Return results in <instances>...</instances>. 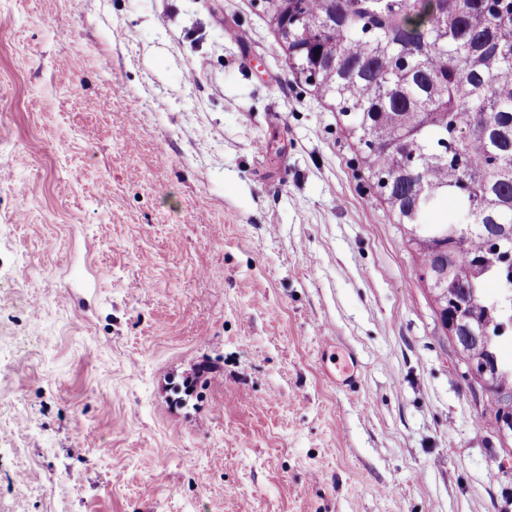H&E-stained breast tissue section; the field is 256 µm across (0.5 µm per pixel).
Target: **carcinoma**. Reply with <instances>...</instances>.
Here are the masks:
<instances>
[{"label":"carcinoma","instance_id":"carcinoma-1","mask_svg":"<svg viewBox=\"0 0 512 512\" xmlns=\"http://www.w3.org/2000/svg\"><path fill=\"white\" fill-rule=\"evenodd\" d=\"M325 27L324 52L335 56L318 75L319 90L359 104L351 132L367 142L362 163L407 223L420 266L448 262L461 275V298L473 320L512 336V288L490 296L493 280L512 270L487 246L490 226L512 225V0H298ZM473 189L464 194L460 180ZM432 185L428 201L414 181ZM448 199L454 215L431 213Z\"/></svg>","mask_w":512,"mask_h":512}]
</instances>
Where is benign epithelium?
Masks as SVG:
<instances>
[{
    "mask_svg": "<svg viewBox=\"0 0 512 512\" xmlns=\"http://www.w3.org/2000/svg\"><path fill=\"white\" fill-rule=\"evenodd\" d=\"M274 26L285 45L300 38L313 41L317 34L302 15L284 6L277 10ZM424 279L445 303L439 312L440 321L448 330V334L462 346L466 377L476 384H481L484 392L489 397H494L493 377L496 368L485 362L476 364V358L485 345V331L483 327L473 325L464 315L463 305L457 295L458 280L452 276L447 265L427 270L424 272Z\"/></svg>",
    "mask_w": 512,
    "mask_h": 512,
    "instance_id": "1",
    "label": "benign epithelium"
}]
</instances>
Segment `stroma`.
<instances>
[{
    "label": "stroma",
    "instance_id": "35a3bbf8",
    "mask_svg": "<svg viewBox=\"0 0 512 512\" xmlns=\"http://www.w3.org/2000/svg\"><path fill=\"white\" fill-rule=\"evenodd\" d=\"M347 125L256 0H0V512H512Z\"/></svg>",
    "mask_w": 512,
    "mask_h": 512
}]
</instances>
